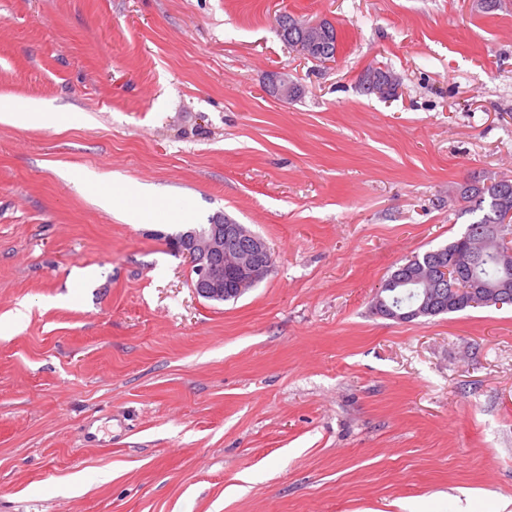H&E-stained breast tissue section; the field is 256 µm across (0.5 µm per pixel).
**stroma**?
Here are the masks:
<instances>
[{
    "instance_id": "1",
    "label": "stroma",
    "mask_w": 512,
    "mask_h": 512,
    "mask_svg": "<svg viewBox=\"0 0 512 512\" xmlns=\"http://www.w3.org/2000/svg\"><path fill=\"white\" fill-rule=\"evenodd\" d=\"M0 100L57 116L0 123V512H512V307H373L472 222L457 186L512 179V0H0ZM103 174L167 212L103 210ZM186 207L268 275L198 296ZM308 28L316 30L320 37L313 38V40H307V41H301L298 42L300 39V33L298 30L289 31L288 35L284 32L281 33L279 31L278 35L280 36L281 40L286 43L289 47L294 48V45L296 42V51L300 53L302 56H304L307 59L314 60L315 54L318 52V50L322 47L321 42H319V38H325L324 32L325 27L319 23V22H312L307 25Z\"/></svg>"
}]
</instances>
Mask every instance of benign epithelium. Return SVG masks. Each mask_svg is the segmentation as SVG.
Here are the masks:
<instances>
[{"label": "benign epithelium", "mask_w": 512, "mask_h": 512, "mask_svg": "<svg viewBox=\"0 0 512 512\" xmlns=\"http://www.w3.org/2000/svg\"><path fill=\"white\" fill-rule=\"evenodd\" d=\"M308 28L318 32L313 40L296 44V51L307 59H315L322 47L319 37L325 27L319 22L308 24ZM292 83L288 77L275 75L270 80L269 93L280 101L289 100ZM504 225L491 228L494 236L503 240L507 251L501 255L502 275L494 285L479 281L456 284L459 271L463 270L461 259L454 255L448 262H437L422 267L409 274L419 288L417 301L407 307L390 306L386 298L379 296L376 309L385 317L398 321H410L434 314L443 303L444 284L470 295L473 306L495 304L502 306L512 303V277L507 271L512 269V235L504 234ZM176 251L188 260L189 269L194 275V290L203 298L224 301L237 298L246 290L259 283L271 270L273 256L270 246L260 236L248 231L242 224L224 221L216 216L209 224L191 227L173 238Z\"/></svg>", "instance_id": "7a95c632"}]
</instances>
